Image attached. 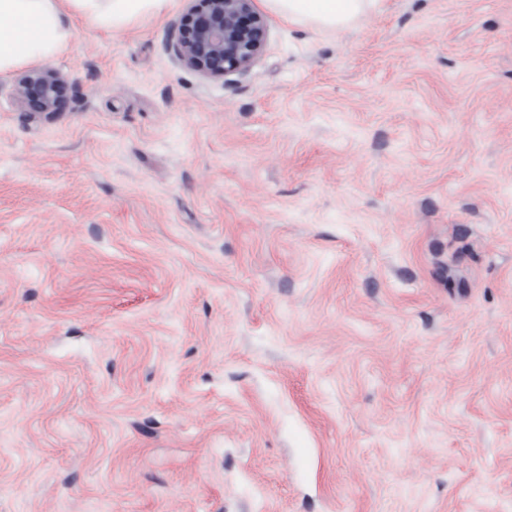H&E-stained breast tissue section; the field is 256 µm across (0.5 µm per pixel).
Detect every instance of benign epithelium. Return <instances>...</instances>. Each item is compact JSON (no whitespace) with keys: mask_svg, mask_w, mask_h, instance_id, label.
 Listing matches in <instances>:
<instances>
[{"mask_svg":"<svg viewBox=\"0 0 512 512\" xmlns=\"http://www.w3.org/2000/svg\"><path fill=\"white\" fill-rule=\"evenodd\" d=\"M170 24L165 50L179 63L206 78L244 74L263 53L268 23L257 0H198ZM67 81L57 70L34 67L15 81V94L26 112L47 118L66 102Z\"/></svg>","mask_w":512,"mask_h":512,"instance_id":"obj_1","label":"benign epithelium"}]
</instances>
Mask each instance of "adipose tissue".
Wrapping results in <instances>:
<instances>
[{
  "label": "adipose tissue",
  "mask_w": 512,
  "mask_h": 512,
  "mask_svg": "<svg viewBox=\"0 0 512 512\" xmlns=\"http://www.w3.org/2000/svg\"><path fill=\"white\" fill-rule=\"evenodd\" d=\"M171 0H0V75L31 61H47L67 48L70 20L121 28L158 16ZM378 0H262L270 12L319 30H344L363 20Z\"/></svg>",
  "instance_id": "obj_1"
}]
</instances>
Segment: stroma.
<instances>
[{"mask_svg":"<svg viewBox=\"0 0 512 512\" xmlns=\"http://www.w3.org/2000/svg\"><path fill=\"white\" fill-rule=\"evenodd\" d=\"M186 8L0 76V512H512V0ZM191 5L170 24L165 50L206 78L244 74L263 53L268 23L257 0H186ZM270 12L319 30H344L363 20L378 0H261ZM16 97L24 112L51 118L66 102L67 81L57 70L34 67L23 71L15 81Z\"/></svg>","mask_w":512,"mask_h":512,"instance_id":"stroma-1","label":"stroma"}]
</instances>
